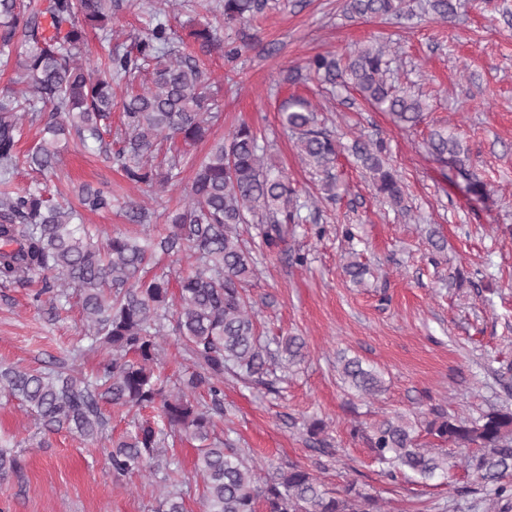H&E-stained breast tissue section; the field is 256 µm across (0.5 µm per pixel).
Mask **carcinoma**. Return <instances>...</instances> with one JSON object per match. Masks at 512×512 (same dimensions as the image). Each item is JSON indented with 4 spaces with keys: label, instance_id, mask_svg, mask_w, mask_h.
Wrapping results in <instances>:
<instances>
[{
    "label": "carcinoma",
    "instance_id": "carcinoma-1",
    "mask_svg": "<svg viewBox=\"0 0 512 512\" xmlns=\"http://www.w3.org/2000/svg\"><path fill=\"white\" fill-rule=\"evenodd\" d=\"M430 10L447 20L455 14L453 0H428ZM224 20L248 22L262 0H224ZM352 18H411L406 0H344ZM112 0H0V68L16 74L17 92L0 90V282L40 285L35 293L58 302L76 294L89 329L78 353L103 350L109 359L92 378L6 368L0 391L7 392L36 414L46 432L66 428L94 444L107 431L101 403L114 408H152L154 420L137 421L128 434L105 449L112 474L126 477L147 469L165 471L169 490L155 512H186L173 462L165 456V438L199 442L195 474L203 483L204 512H379L378 499L350 484L333 489L302 465L288 462L260 480L242 450L214 433L226 418L224 378L227 375L266 383L270 365L285 354L300 356L304 341L289 336L276 350L261 342L246 296L256 268L254 248L245 245L239 226L252 224L261 243L273 251L286 241L300 210L288 177L266 161L267 145L242 123L215 142L195 166L183 206L159 213L140 203H124L138 224L163 220L164 232L147 244L122 232L103 246L92 242L89 229L76 223L78 212L49 203L45 188L11 189L19 164L17 146L30 117L42 125L40 142L25 159L48 176L60 162L59 143L74 135L81 144H99L105 160L115 163L132 184L148 188L178 179L186 153L173 152L166 168L152 159L164 140L185 146L204 140L219 119L207 103V78L200 65L180 50L174 32L160 23L139 38L132 50L109 47L94 66H84L85 26L106 29ZM201 49L223 48L209 26L193 31ZM389 63L382 48L367 44L341 61L317 55L306 68L334 84L342 80L373 108L388 112L396 124L417 125L425 103L388 83ZM152 69L150 83L122 102L125 131L122 147L112 152L103 144L102 129L112 112V80ZM283 126L296 136L300 156L323 175L326 199L338 195L332 169L338 156L333 134L318 127L309 102L295 100L281 112ZM439 161L461 167L470 158L454 132L434 130L428 142ZM354 154L373 173L382 201L401 206L404 190L385 159L381 141L358 140ZM116 201L110 188L85 187L80 203L91 212L109 211ZM186 252L192 269L177 278L154 271L160 256ZM180 343L196 370L166 390L161 376L160 340ZM342 380L356 392L373 397L382 380L357 358L341 359ZM205 388L208 402L195 398ZM426 431L454 448H471L466 459L482 493L502 509L512 505V409L492 407L477 418L450 416L440 406L428 408ZM374 458L386 465L385 475L423 483L447 478L452 452L420 443L416 424L404 415L386 418L368 431L352 429ZM20 469L19 459L0 448V475Z\"/></svg>",
    "mask_w": 512,
    "mask_h": 512
}]
</instances>
